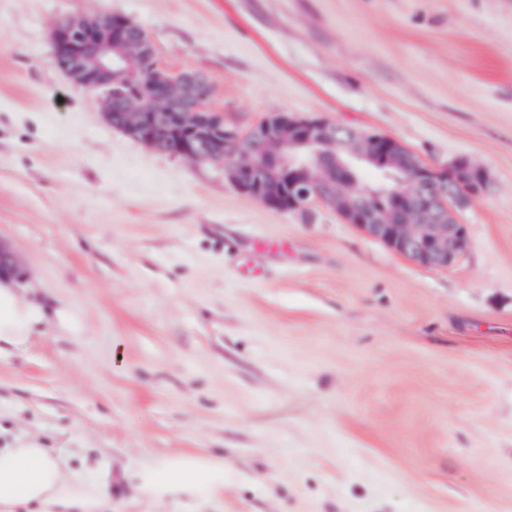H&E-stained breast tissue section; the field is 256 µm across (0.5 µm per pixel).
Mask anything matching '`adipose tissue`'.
<instances>
[{
  "label": "adipose tissue",
  "mask_w": 512,
  "mask_h": 512,
  "mask_svg": "<svg viewBox=\"0 0 512 512\" xmlns=\"http://www.w3.org/2000/svg\"><path fill=\"white\" fill-rule=\"evenodd\" d=\"M18 276L0 277V348L21 347L45 322L43 305L23 295ZM144 490L210 492L224 484L220 468L178 462L155 466L142 477ZM109 493L92 472L70 471L42 447L0 448V512H103Z\"/></svg>",
  "instance_id": "ef3b65f1"
}]
</instances>
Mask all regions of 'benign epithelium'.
<instances>
[{"label": "benign epithelium", "mask_w": 512, "mask_h": 512, "mask_svg": "<svg viewBox=\"0 0 512 512\" xmlns=\"http://www.w3.org/2000/svg\"><path fill=\"white\" fill-rule=\"evenodd\" d=\"M54 62L80 87L103 90L102 109L113 127L160 153L191 161L224 160L245 195L279 211L333 208L412 261L446 268L468 249L466 226L456 209L485 188V174L465 161L445 168L422 162L394 137L361 133L330 120L273 114L245 132L224 126L211 110L206 78L173 73L154 43L135 37L125 19L78 17L55 24ZM137 46L140 78L126 91L112 90L113 70ZM148 95L140 112L128 111L132 97ZM376 165L395 184L398 219L389 222L375 203L378 192L359 191L349 180L358 163Z\"/></svg>", "instance_id": "7a95c632"}]
</instances>
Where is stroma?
<instances>
[{"label":"stroma","mask_w":512,"mask_h":512,"mask_svg":"<svg viewBox=\"0 0 512 512\" xmlns=\"http://www.w3.org/2000/svg\"><path fill=\"white\" fill-rule=\"evenodd\" d=\"M97 15L230 129L324 117L483 169L468 250L416 264L113 128L53 61ZM0 244L48 308L0 352V448L94 469L112 512H512V0H0ZM173 460L223 488L143 494Z\"/></svg>","instance_id":"stroma-1"}]
</instances>
